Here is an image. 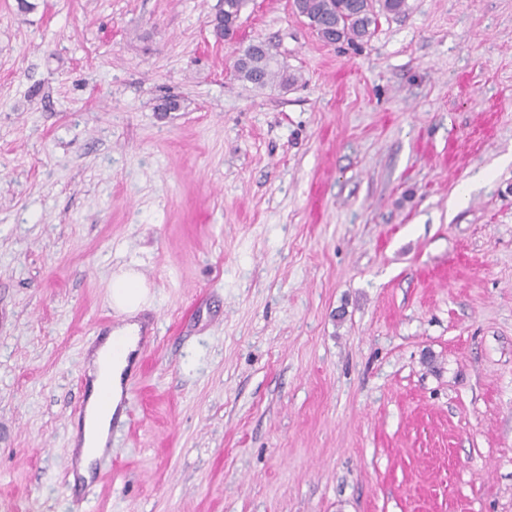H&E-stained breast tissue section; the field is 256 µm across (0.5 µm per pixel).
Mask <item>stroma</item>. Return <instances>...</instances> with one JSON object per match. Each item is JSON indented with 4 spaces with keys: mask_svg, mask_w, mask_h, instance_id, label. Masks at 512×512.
Instances as JSON below:
<instances>
[{
    "mask_svg": "<svg viewBox=\"0 0 512 512\" xmlns=\"http://www.w3.org/2000/svg\"><path fill=\"white\" fill-rule=\"evenodd\" d=\"M35 2L0 0V512H512V0H407L360 47L247 0L295 77L262 89L221 0ZM129 267L158 340L77 501ZM246 0H224V7L207 22L212 27L217 41L236 38L239 32V26H233L230 31L224 25V17L227 22L235 20L241 13ZM112 308L128 319L136 318L150 305L145 279L133 269L114 273L110 284Z\"/></svg>",
    "mask_w": 512,
    "mask_h": 512,
    "instance_id": "obj_1",
    "label": "stroma"
}]
</instances>
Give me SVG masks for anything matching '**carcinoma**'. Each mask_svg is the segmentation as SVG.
<instances>
[{
    "label": "carcinoma",
    "mask_w": 512,
    "mask_h": 512,
    "mask_svg": "<svg viewBox=\"0 0 512 512\" xmlns=\"http://www.w3.org/2000/svg\"><path fill=\"white\" fill-rule=\"evenodd\" d=\"M405 8L406 0H296V9L319 38L334 34L348 44L369 40L380 15L399 14ZM234 74L256 88L283 79L276 53L265 43L246 46L235 60Z\"/></svg>",
    "instance_id": "cac0c4a2"
}]
</instances>
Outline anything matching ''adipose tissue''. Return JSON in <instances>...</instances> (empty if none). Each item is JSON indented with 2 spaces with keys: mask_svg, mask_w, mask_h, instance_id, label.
Wrapping results in <instances>:
<instances>
[{
  "mask_svg": "<svg viewBox=\"0 0 512 512\" xmlns=\"http://www.w3.org/2000/svg\"><path fill=\"white\" fill-rule=\"evenodd\" d=\"M110 301L113 309L127 318L126 324L117 328L115 338L138 333L136 318L150 303L149 289L142 275L132 269L114 273ZM115 338L106 339L91 355L94 379L80 439V465L84 468L105 450L109 423L122 397L123 375L135 350L134 343L127 342L122 352H115Z\"/></svg>",
  "mask_w": 512,
  "mask_h": 512,
  "instance_id": "1",
  "label": "adipose tissue"
}]
</instances>
